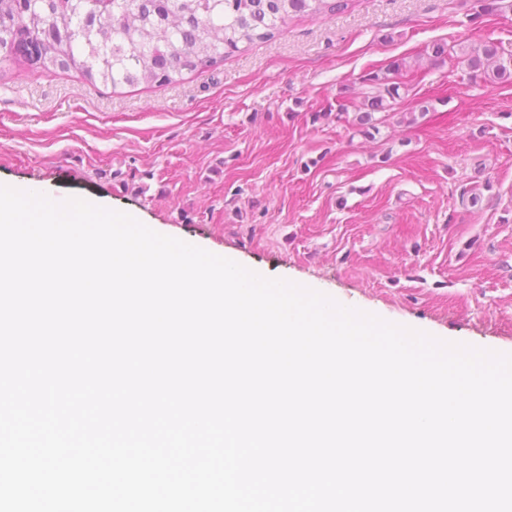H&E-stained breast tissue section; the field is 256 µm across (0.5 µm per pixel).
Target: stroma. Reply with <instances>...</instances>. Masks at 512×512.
Masks as SVG:
<instances>
[{"mask_svg": "<svg viewBox=\"0 0 512 512\" xmlns=\"http://www.w3.org/2000/svg\"><path fill=\"white\" fill-rule=\"evenodd\" d=\"M349 0L171 85L0 66V184L80 197L270 278L449 342L512 353V84L432 64L444 41L512 52V12ZM405 59L434 105L376 139L368 71ZM479 194L471 204V194Z\"/></svg>", "mask_w": 512, "mask_h": 512, "instance_id": "1", "label": "stroma"}]
</instances>
